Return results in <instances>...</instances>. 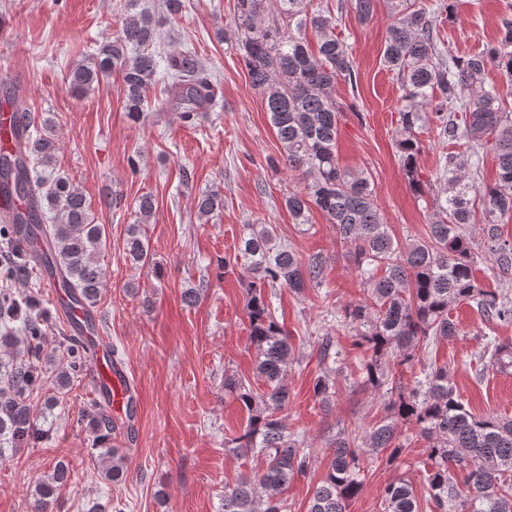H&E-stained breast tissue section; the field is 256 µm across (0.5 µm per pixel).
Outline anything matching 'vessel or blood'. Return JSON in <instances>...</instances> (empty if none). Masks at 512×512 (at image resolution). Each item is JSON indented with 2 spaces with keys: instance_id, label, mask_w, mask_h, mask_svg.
<instances>
[{
  "instance_id": "b4317fda",
  "label": "vessel or blood",
  "mask_w": 512,
  "mask_h": 512,
  "mask_svg": "<svg viewBox=\"0 0 512 512\" xmlns=\"http://www.w3.org/2000/svg\"><path fill=\"white\" fill-rule=\"evenodd\" d=\"M54 299L58 311L70 323L74 334L88 347L93 384L104 405H111L113 394L128 388L130 380L123 367L113 363L99 320L90 319L87 312L74 305L65 294L55 293Z\"/></svg>"
}]
</instances>
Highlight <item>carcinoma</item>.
Wrapping results in <instances>:
<instances>
[{
    "label": "carcinoma",
    "instance_id": "carcinoma-1",
    "mask_svg": "<svg viewBox=\"0 0 512 512\" xmlns=\"http://www.w3.org/2000/svg\"><path fill=\"white\" fill-rule=\"evenodd\" d=\"M376 0H350L359 22L373 19ZM393 22L382 62L396 74L402 97L398 108L396 146L410 187L423 192L419 157L420 134L434 132L438 142L460 146L442 155L435 176L426 236L401 244L385 224L374 184L365 173L340 166L336 157L340 108L336 85H357V66L347 44L336 35V18L313 0H234L236 51L251 85L263 95L269 121L289 171H303V189L289 192L284 205L296 224L309 223L311 208L336 226L340 240L352 248L349 257L367 298L342 309L343 324L354 332V346L363 352L357 384L378 395L380 418L361 435L344 429L330 440L327 472L314 486L307 512H348L362 489L364 460L369 456L392 466L411 445L425 440V500L429 512H512V418L475 415L463 402L448 363L424 358L421 351L457 335L452 311L460 304L477 309L489 323H512V299L483 287L476 277L478 255L464 226H480L488 256L502 270L512 269V241L500 224L512 219V110L498 90L485 82L489 68L512 78V17L501 19L500 37L483 50L456 57L443 49L433 27L434 15L450 10L448 0H392ZM317 37L312 50L308 32ZM158 24L140 0H127L117 35L74 65L68 79L86 94L116 71L127 112L144 114V93L157 73L152 47ZM166 105L192 121L208 110L218 90L217 79L194 52L167 60ZM21 116L27 146L0 153V192L29 201L0 236L16 238V225L52 244L45 265L61 274L59 287L76 303L96 307L103 286L100 256L105 228L94 223L85 194L55 168L59 142L50 118H39L19 93L10 97ZM497 162L494 182L472 177L480 156ZM224 208L217 190L201 195L198 217L209 219ZM154 212L149 195L139 200L127 229L129 260L152 264L142 225ZM234 262L244 271L250 342L256 350L255 375L261 393L234 374H224V393L247 410L234 450L262 461L261 469L224 486L222 512H285L282 492L307 475L312 457L288 431V368L296 358L288 335L278 322L268 288L301 294L323 281L325 260H306L278 241L271 224H246ZM48 317L25 300L0 297V343L21 344L27 360L0 357V459L9 449L42 439L31 409L22 397L25 383L42 375L52 362L48 350ZM66 364L55 382L63 389L84 365L85 348L73 336L59 337ZM493 365L512 367V343L490 336L486 342ZM329 369L314 379L313 394L325 412L331 409L335 385L331 374L344 369L342 350L327 338L320 347ZM419 368L413 384L402 373ZM466 472L458 482L455 471ZM69 469L58 461L34 488L35 512H46L68 483ZM410 481L400 478L382 494L381 512H419Z\"/></svg>",
    "mask_w": 512,
    "mask_h": 512
}]
</instances>
